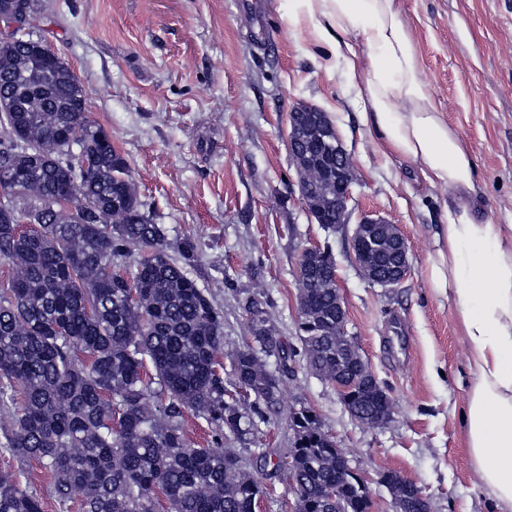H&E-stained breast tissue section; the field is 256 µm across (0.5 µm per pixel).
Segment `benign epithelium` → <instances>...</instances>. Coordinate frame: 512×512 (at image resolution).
I'll return each mask as SVG.
<instances>
[{
  "label": "benign epithelium",
  "instance_id": "obj_1",
  "mask_svg": "<svg viewBox=\"0 0 512 512\" xmlns=\"http://www.w3.org/2000/svg\"><path fill=\"white\" fill-rule=\"evenodd\" d=\"M33 18L26 14H0V42L10 44L19 34H25ZM289 142L293 164L297 171V186L305 206L315 221L326 211L336 212L334 228L344 230L349 224L348 203L353 182L352 164L345 145L329 115L308 104H297L289 113ZM336 168V194L321 197L318 187L328 163ZM354 259L367 280L384 288H394L407 276L410 268L409 248L400 230L381 217L366 215L354 225L350 236ZM317 248L305 249L298 264L300 287L321 282L310 257ZM336 349L354 355L368 384L378 388L385 401H390L385 389L364 362L355 343L346 337V311L342 300L336 301Z\"/></svg>",
  "mask_w": 512,
  "mask_h": 512
}]
</instances>
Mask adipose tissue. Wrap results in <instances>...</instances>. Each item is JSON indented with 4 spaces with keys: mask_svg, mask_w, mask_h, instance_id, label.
<instances>
[{
    "mask_svg": "<svg viewBox=\"0 0 512 512\" xmlns=\"http://www.w3.org/2000/svg\"><path fill=\"white\" fill-rule=\"evenodd\" d=\"M288 23L308 27L315 48L342 61L380 145L455 197L430 285L455 304L474 375L462 417L479 479L512 505V232L472 216V161L433 102L395 0H288ZM353 33L363 51L349 43Z\"/></svg>",
    "mask_w": 512,
    "mask_h": 512,
    "instance_id": "1",
    "label": "adipose tissue"
}]
</instances>
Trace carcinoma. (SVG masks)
Listing matches in <instances>:
<instances>
[{"label":"carcinoma","instance_id":"carcinoma-1","mask_svg":"<svg viewBox=\"0 0 512 512\" xmlns=\"http://www.w3.org/2000/svg\"><path fill=\"white\" fill-rule=\"evenodd\" d=\"M41 9L40 0H0V12ZM87 97L64 60L23 42L0 45V455L20 464L0 475V512H44L19 480L30 462L50 477L62 510L76 502L80 512H156L164 499L171 512H255L265 487L224 447L226 430L249 435L227 401L224 315L169 256ZM250 314L252 339L233 373L261 418L281 390L265 357L284 364L291 352L263 311ZM299 330L308 368L328 383L343 371L348 410L375 424L385 403L336 360V282L306 289ZM189 411L212 428L204 447L186 434ZM290 422L299 512H370L322 426L303 409ZM391 480L413 498L412 512H427L412 485ZM328 485L338 497L325 508Z\"/></svg>","mask_w":512,"mask_h":512}]
</instances>
